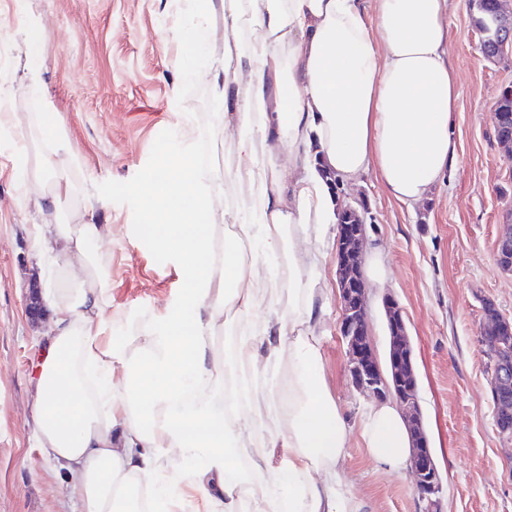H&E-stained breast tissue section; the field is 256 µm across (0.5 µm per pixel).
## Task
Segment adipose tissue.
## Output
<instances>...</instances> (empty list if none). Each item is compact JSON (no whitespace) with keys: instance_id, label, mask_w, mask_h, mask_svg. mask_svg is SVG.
Listing matches in <instances>:
<instances>
[{"instance_id":"obj_1","label":"adipose tissue","mask_w":512,"mask_h":512,"mask_svg":"<svg viewBox=\"0 0 512 512\" xmlns=\"http://www.w3.org/2000/svg\"><path fill=\"white\" fill-rule=\"evenodd\" d=\"M451 0H198V44L223 10L230 29L248 27L246 48L214 60L202 76L224 107V137L238 175L253 186L234 232L217 251L212 228L221 178L188 157L165 156L130 192L139 233L180 265L184 288L136 349L112 335V297L101 247L112 234L92 212L39 224L34 244L61 274L46 293L50 309L43 357L33 380V432L45 458L65 470L77 512H174L192 486L208 512H242L228 476L244 435L260 425L224 410V370L215 339L227 311L254 303L261 226L266 252L287 248L292 269L317 264L308 240L285 241L286 226L326 238L339 212L335 181L374 175L408 206L425 200L457 161L449 116L459 98L449 60ZM43 150H20L19 204L57 210L75 194L56 161L67 148L57 113H35ZM287 144L280 159L276 144ZM330 286L308 288L303 314L266 336L288 344V411L273 412L263 445L281 451L276 474L252 493L263 512H363L342 464L348 430L326 388L315 329ZM360 437L371 460L405 469L411 439L399 406L370 404ZM179 449L173 469L162 455Z\"/></svg>"}]
</instances>
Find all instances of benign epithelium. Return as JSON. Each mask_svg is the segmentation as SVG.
I'll use <instances>...</instances> for the list:
<instances>
[{"instance_id":"1","label":"benign epithelium","mask_w":512,"mask_h":512,"mask_svg":"<svg viewBox=\"0 0 512 512\" xmlns=\"http://www.w3.org/2000/svg\"><path fill=\"white\" fill-rule=\"evenodd\" d=\"M496 35L479 37L483 54L499 57L512 49V12L500 6L495 12ZM343 211L354 213L353 219L337 225L336 267L342 301L341 332L347 345V371L353 387L362 394L380 401L393 400L402 408L409 428L412 451L409 460L414 486L421 498L437 506L442 490L433 449L423 427L417 400L418 378L412 348L398 303L387 298L384 307L391 327L389 353L395 366L392 381H387L374 354L367 313L366 285L362 273L364 244L367 239L365 216L352 204ZM512 254V225H504L498 239L497 257ZM484 321L480 327L482 343L494 354L489 387L498 411V430L512 432V320L503 316L495 304H484Z\"/></svg>"}]
</instances>
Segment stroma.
<instances>
[{
	"label": "stroma",
	"instance_id": "stroma-1",
	"mask_svg": "<svg viewBox=\"0 0 512 512\" xmlns=\"http://www.w3.org/2000/svg\"><path fill=\"white\" fill-rule=\"evenodd\" d=\"M43 29L45 64L38 83L25 77L26 50L18 32L24 7ZM473 0H451L450 64L460 97L451 131L458 160L429 201L409 208L391 199L374 176L342 189L346 201L367 210V247L380 248L390 279L367 283L374 351L387 343L385 296L399 304L418 377V403L442 483V512H512V439L497 431L489 390V360L479 343L483 303L492 300L512 318V272L496 261L499 233L512 215V156L497 143L492 113L512 90V54L489 59L471 22ZM195 13L180 14L171 0H0V81L8 93L0 111L17 116L0 131V512H67L63 474L40 452L30 424L31 367L43 344V320H31L25 297L33 285L54 287L47 260L35 249L32 227L45 217L22 209L14 148L41 147L30 133V113L50 100L64 123L70 150L58 161L78 188L62 202L60 218L90 209L111 225L102 249L110 272L114 331L124 334L158 319L183 288L180 267L138 233L128 191L158 166L163 151H197L207 143L206 168L224 180L221 233L242 207L230 174L234 153L221 127L224 109L199 98L203 82L183 73L223 55L226 42H247L248 29L226 30L211 49L196 52ZM262 288L245 316L227 314L217 330L225 375L240 364L235 342L243 330L262 338L269 314L281 323L303 312L306 298L288 282V254L264 257ZM342 309L333 301L318 330L324 381L350 431L345 470L350 492L367 512H427L409 471L391 473L372 463L360 422L369 401L350 383ZM254 374L265 412L270 391L288 373V352L261 347Z\"/></svg>",
	"mask_w": 512,
	"mask_h": 512
}]
</instances>
